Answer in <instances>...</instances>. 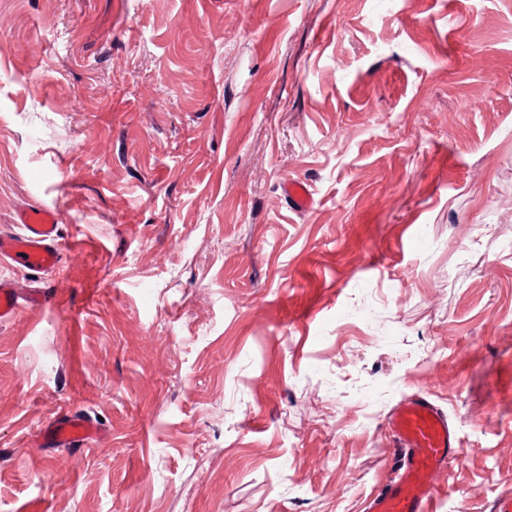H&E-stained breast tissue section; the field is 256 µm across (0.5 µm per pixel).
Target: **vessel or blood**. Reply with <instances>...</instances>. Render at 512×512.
Listing matches in <instances>:
<instances>
[{
    "label": "vessel or blood",
    "instance_id": "vessel-or-blood-1",
    "mask_svg": "<svg viewBox=\"0 0 512 512\" xmlns=\"http://www.w3.org/2000/svg\"><path fill=\"white\" fill-rule=\"evenodd\" d=\"M284 192L298 210L313 204V194L305 183L287 182ZM15 222L18 232L0 234V261L35 274L55 269L61 260L56 247L60 232L57 213L28 205L16 212ZM51 299L43 286L24 291L19 284L0 278V322L12 320L23 305H43ZM387 426L394 442L396 475L367 500L365 512H435V476L458 455L457 431L429 396L421 393L399 405ZM99 434L96 424L70 413L58 415L40 430L43 442L62 448H85Z\"/></svg>",
    "mask_w": 512,
    "mask_h": 512
}]
</instances>
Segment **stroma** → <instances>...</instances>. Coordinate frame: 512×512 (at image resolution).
Here are the masks:
<instances>
[{
  "mask_svg": "<svg viewBox=\"0 0 512 512\" xmlns=\"http://www.w3.org/2000/svg\"><path fill=\"white\" fill-rule=\"evenodd\" d=\"M27 203L61 263L0 324V512H364L415 392L437 512L512 494V0H0ZM66 412L103 435L39 442ZM284 192L298 210H307L313 205V194L305 183L298 181L286 182Z\"/></svg>",
  "mask_w": 512,
  "mask_h": 512,
  "instance_id": "stroma-1",
  "label": "stroma"
}]
</instances>
